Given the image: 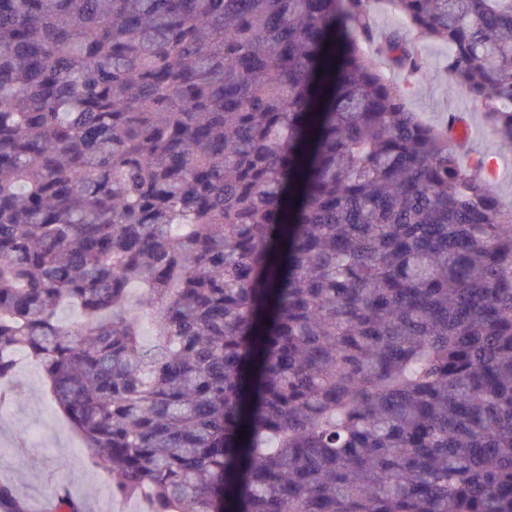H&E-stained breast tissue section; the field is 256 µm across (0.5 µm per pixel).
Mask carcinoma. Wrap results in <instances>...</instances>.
<instances>
[{
  "label": "carcinoma",
  "mask_w": 512,
  "mask_h": 512,
  "mask_svg": "<svg viewBox=\"0 0 512 512\" xmlns=\"http://www.w3.org/2000/svg\"><path fill=\"white\" fill-rule=\"evenodd\" d=\"M390 3L0 0V381L112 498L512 512V208L376 60L446 45L512 145V0ZM401 25V19L388 3L377 4L373 17L374 43L376 44L381 36Z\"/></svg>",
  "instance_id": "cac0c4a2"
}]
</instances>
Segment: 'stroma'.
I'll return each instance as SVG.
<instances>
[{
	"label": "stroma",
	"mask_w": 512,
	"mask_h": 512,
	"mask_svg": "<svg viewBox=\"0 0 512 512\" xmlns=\"http://www.w3.org/2000/svg\"><path fill=\"white\" fill-rule=\"evenodd\" d=\"M422 62L413 76L381 59L386 76L406 92L408 109L425 123L445 125L449 115L472 120L479 135L470 147L498 163L493 184L503 206H512V146L499 141L484 112L445 69L448 50L431 42H416ZM0 478L9 480L18 498L32 512L60 492L82 505V512H139L136 500L118 502L110 495V475L91 468L79 436L54 407L44 378L32 362L19 364L11 381L10 401L0 409Z\"/></svg>",
	"instance_id": "35a3bbf8"
}]
</instances>
